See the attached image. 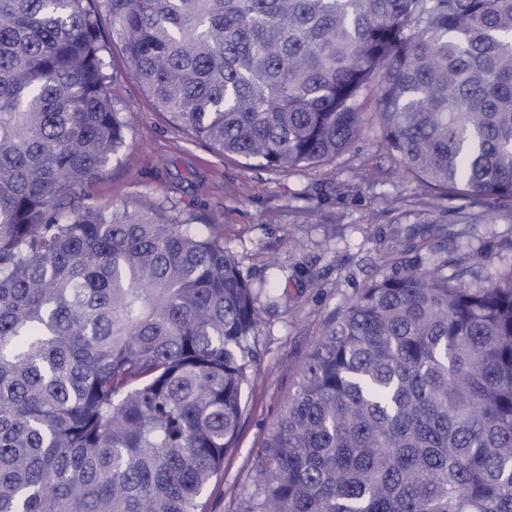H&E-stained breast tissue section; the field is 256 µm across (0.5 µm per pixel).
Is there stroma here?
<instances>
[{
  "label": "stroma",
  "instance_id": "stroma-1",
  "mask_svg": "<svg viewBox=\"0 0 512 512\" xmlns=\"http://www.w3.org/2000/svg\"><path fill=\"white\" fill-rule=\"evenodd\" d=\"M110 93L126 113V147L82 194L101 207L142 200L196 217L223 241L243 275L263 290L258 357L246 387L238 444L199 500V512H260L265 447L288 411L307 354L330 318L356 293L389 276L398 259L433 265L432 220L447 223L448 250L476 264L474 284L512 271V223L487 215L453 224L429 188L392 171L376 125L323 166L288 171L224 156L156 112L126 76L122 52L106 58Z\"/></svg>",
  "mask_w": 512,
  "mask_h": 512
}]
</instances>
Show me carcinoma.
Wrapping results in <instances>:
<instances>
[{
    "label": "carcinoma",
    "mask_w": 512,
    "mask_h": 512,
    "mask_svg": "<svg viewBox=\"0 0 512 512\" xmlns=\"http://www.w3.org/2000/svg\"><path fill=\"white\" fill-rule=\"evenodd\" d=\"M115 40L226 156L326 162L373 88L396 169L467 223L512 202V0H0V512H198L237 447L258 292L190 219L78 197L127 144ZM473 275L406 266L330 319L265 509L512 512V282Z\"/></svg>",
    "instance_id": "obj_1"
}]
</instances>
